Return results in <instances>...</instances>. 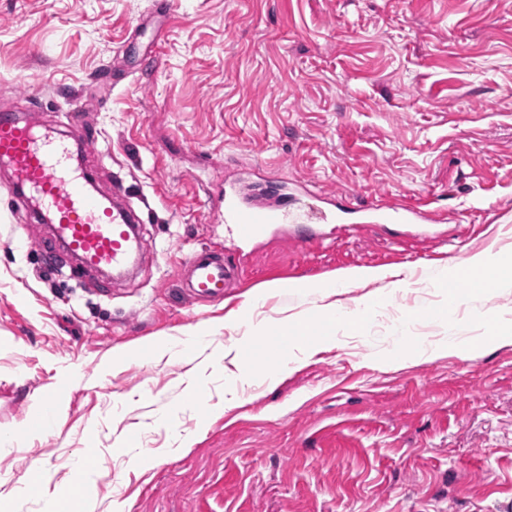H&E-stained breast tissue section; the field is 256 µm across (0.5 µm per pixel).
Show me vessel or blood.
I'll return each mask as SVG.
<instances>
[{
  "instance_id": "obj_1",
  "label": "vessel or blood",
  "mask_w": 512,
  "mask_h": 512,
  "mask_svg": "<svg viewBox=\"0 0 512 512\" xmlns=\"http://www.w3.org/2000/svg\"><path fill=\"white\" fill-rule=\"evenodd\" d=\"M0 163L11 173L9 199L24 200L32 223L51 220L56 238L81 266L108 271L116 277L133 272L145 246L138 233L139 216L131 209L95 192V177L74 161L68 137L48 130L34 112L0 111ZM371 223L397 220L431 224L426 206L376 201ZM333 216L321 206L289 209L287 194L259 192L252 185L224 190V222L233 246L252 244L267 233L293 234L304 245L321 237L320 225ZM186 286L199 298L218 300L225 288L241 281L243 269L209 248L192 251L186 261Z\"/></svg>"
}]
</instances>
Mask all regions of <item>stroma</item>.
Here are the masks:
<instances>
[{"label": "stroma", "instance_id": "35a3bbf8", "mask_svg": "<svg viewBox=\"0 0 512 512\" xmlns=\"http://www.w3.org/2000/svg\"><path fill=\"white\" fill-rule=\"evenodd\" d=\"M0 0V110L86 112L96 188L115 181L143 211L138 268L66 279L39 249L51 225L0 205V430L35 400L47 434L0 456V483L35 468L59 479L58 512H512V341L467 358L394 363L411 336H479L464 306L430 321L423 273L512 251V0ZM113 68L118 84L98 76ZM262 181L375 198L424 199L442 215L423 241L397 223L325 224L302 247L274 235L240 252L223 300L183 287V263L219 249L224 186ZM357 268L407 278L347 289L385 306L362 334L289 364L274 383L230 381L226 327L267 284L276 323L309 308L292 282ZM94 486L63 483L85 449Z\"/></svg>", "mask_w": 512, "mask_h": 512}]
</instances>
